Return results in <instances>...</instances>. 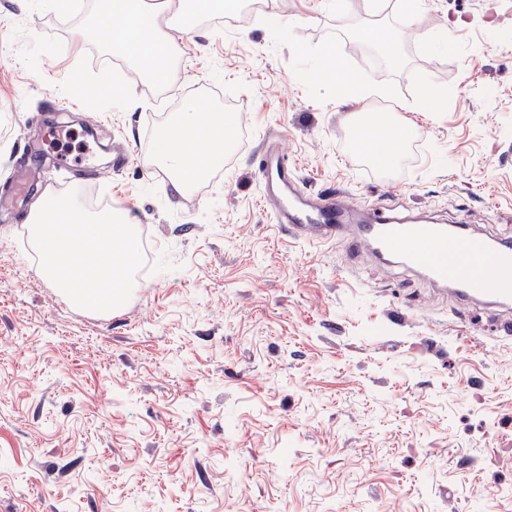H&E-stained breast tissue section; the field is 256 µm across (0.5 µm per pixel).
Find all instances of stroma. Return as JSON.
<instances>
[{"mask_svg":"<svg viewBox=\"0 0 512 512\" xmlns=\"http://www.w3.org/2000/svg\"><path fill=\"white\" fill-rule=\"evenodd\" d=\"M349 3L198 15L160 95L89 39L97 0H0V188L28 139L99 121L152 272L86 315L0 213V512H512V335L399 260L284 239L251 155L269 132L303 192L512 241V0ZM330 60L379 95L344 96ZM195 84L249 138L175 195L141 160ZM385 101L409 155L363 174Z\"/></svg>","mask_w":512,"mask_h":512,"instance_id":"obj_1","label":"stroma"}]
</instances>
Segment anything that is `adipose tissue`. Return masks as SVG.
<instances>
[{
    "instance_id": "adipose-tissue-1",
    "label": "adipose tissue",
    "mask_w": 512,
    "mask_h": 512,
    "mask_svg": "<svg viewBox=\"0 0 512 512\" xmlns=\"http://www.w3.org/2000/svg\"><path fill=\"white\" fill-rule=\"evenodd\" d=\"M183 0H102V7L94 18L95 25L112 30L114 46H126V33H134L146 47L134 51L133 60H148L146 72L150 80L166 78L174 66L173 39L165 37L159 20L165 14L183 12ZM223 116L204 111L198 101L187 102L174 121L163 127L157 138L155 159L167 172L169 182L177 194L187 192L191 181L219 164L224 157L227 141L224 137ZM211 142L207 155H197L194 146L198 140Z\"/></svg>"
}]
</instances>
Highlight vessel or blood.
I'll list each match as a JSON object with an SVG mask.
<instances>
[{
    "instance_id": "b4317fda",
    "label": "vessel or blood",
    "mask_w": 512,
    "mask_h": 512,
    "mask_svg": "<svg viewBox=\"0 0 512 512\" xmlns=\"http://www.w3.org/2000/svg\"><path fill=\"white\" fill-rule=\"evenodd\" d=\"M258 171L267 178L263 197L274 205L278 223L292 239L321 245L348 243L353 255L374 252L397 257L450 298H467L491 308L512 305V249L490 247L478 233H449L447 225L378 218L352 223L358 203L346 191L302 194L276 141L261 136L254 150Z\"/></svg>"
}]
</instances>
